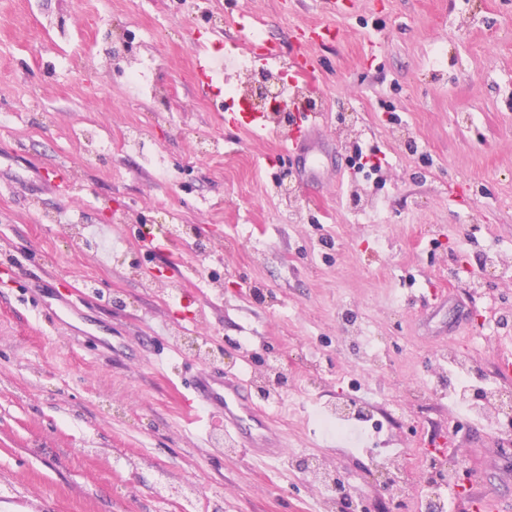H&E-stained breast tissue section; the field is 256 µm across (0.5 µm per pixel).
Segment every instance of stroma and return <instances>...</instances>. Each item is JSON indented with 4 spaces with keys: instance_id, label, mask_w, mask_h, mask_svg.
Masks as SVG:
<instances>
[{
    "instance_id": "35a3bbf8",
    "label": "stroma",
    "mask_w": 512,
    "mask_h": 512,
    "mask_svg": "<svg viewBox=\"0 0 512 512\" xmlns=\"http://www.w3.org/2000/svg\"><path fill=\"white\" fill-rule=\"evenodd\" d=\"M196 3L0 0V249L77 287L94 304L84 329L111 327L114 346L89 354L0 285V512H318L297 452L344 476L365 512H426L434 457L512 498V409L477 418L434 384L444 349L474 358L487 384L512 351V0H354L334 20L341 41L313 51L326 151L306 182L297 156L215 109L223 89L200 97L194 43L217 30ZM209 11L227 42L244 39L230 23L241 11L283 42L324 18L321 0H209ZM120 32L135 37L132 57L112 63ZM144 54L164 100L128 80ZM352 110L357 128L341 137ZM405 129L417 152L399 146ZM357 144L388 160L372 221L349 211ZM61 161L76 191L30 194ZM286 168L298 223L274 191ZM75 221L109 252L73 243ZM145 224L188 225V248L145 252ZM491 252L507 275L485 271ZM347 302L382 366L340 347ZM271 362L288 377L273 412L289 455L254 462L222 446V426L189 429L182 373L208 364L250 381ZM349 402L374 405L381 432L324 433L314 412ZM376 454L399 458L394 479L411 495L383 489Z\"/></svg>"
}]
</instances>
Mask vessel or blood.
Listing matches in <instances>:
<instances>
[{
    "instance_id": "b4317fda",
    "label": "vessel or blood",
    "mask_w": 512,
    "mask_h": 512,
    "mask_svg": "<svg viewBox=\"0 0 512 512\" xmlns=\"http://www.w3.org/2000/svg\"><path fill=\"white\" fill-rule=\"evenodd\" d=\"M337 37V29L330 24L298 29L293 33L300 47L304 44L332 42ZM249 51L254 58L265 64L279 62L282 57L277 42L266 39L251 41ZM194 70L197 89L204 97L209 96L224 79L223 63L213 53L205 50H197ZM291 106L292 119L284 129L277 128L267 112H240L238 123L256 137L275 136L282 141L284 151L305 157L312 151L317 139L316 131L325 115L304 111L302 102L296 98L292 99ZM52 295L56 306L47 312L50 323H61L63 315L76 313L77 306L70 293L57 287ZM183 386V403L191 420L222 423L225 434L244 457L276 458L284 453L287 447L286 435L256 405L250 384L238 374L200 365L184 378ZM454 495L465 501L471 512H492L497 506L494 498L475 492L466 483L456 485Z\"/></svg>"
}]
</instances>
